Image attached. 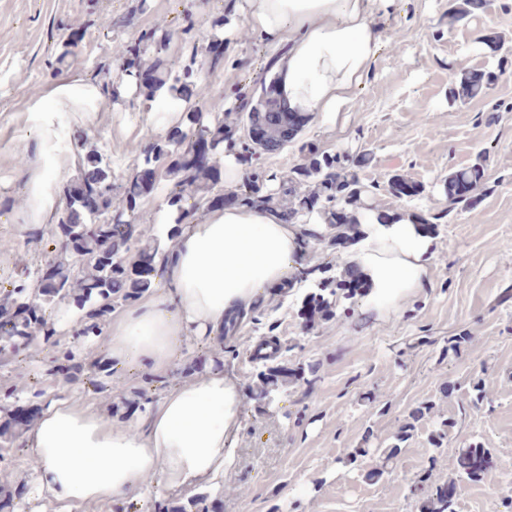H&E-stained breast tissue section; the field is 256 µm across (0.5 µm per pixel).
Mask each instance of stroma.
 <instances>
[{"instance_id": "35a3bbf8", "label": "stroma", "mask_w": 512, "mask_h": 512, "mask_svg": "<svg viewBox=\"0 0 512 512\" xmlns=\"http://www.w3.org/2000/svg\"><path fill=\"white\" fill-rule=\"evenodd\" d=\"M247 10V0H0V287L19 279L35 286L53 248L50 235L33 239L34 225L23 221L27 183L44 151L27 110L33 89L99 84L97 65L113 45L167 22L173 34L163 55L179 65L192 47L223 37V67H202L198 78L246 120L241 102L261 63L288 49L272 48L262 35L246 43L225 35L220 21L243 20ZM378 23L384 46L356 108L332 120L315 114L278 151L246 153L239 179L257 180L268 210L291 214L302 232L299 200L316 192L317 181L296 180L295 172L310 153L339 157L358 193L350 214L410 218L432 237L425 287L383 312L353 298L334 319L306 330L304 297L343 271L336 237L326 233L305 242L302 288L237 321L223 349L205 338L190 342L168 378L120 368L126 385L108 407L83 381L64 382L42 364L35 375L15 373L18 400L36 386L46 398L120 424L138 416L142 389L161 396L220 367L247 391L238 460L214 493L220 512H421L473 445L488 449L490 463L481 481L459 482L454 512H512V12L476 10L454 22L448 0H393ZM491 33L502 48L485 42ZM54 46L66 50L64 64L51 57ZM473 69L495 75L488 97L449 103L451 84ZM118 90L107 108L61 117L68 150L59 183L70 182L96 149L110 161L113 184H124L168 127L185 125L189 111L211 110L210 100L194 97L179 111H152L129 77ZM18 141L27 147L22 166L13 153ZM479 157L481 187L468 204H450L449 172ZM396 175L419 194L392 195ZM266 341L277 347L272 364L304 370L303 379L277 383L270 406L249 393L260 369L253 347ZM8 454L11 482L28 492L29 512H57L28 450Z\"/></svg>"}]
</instances>
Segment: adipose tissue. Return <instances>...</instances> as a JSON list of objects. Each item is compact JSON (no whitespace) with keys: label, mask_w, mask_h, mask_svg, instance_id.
I'll return each mask as SVG.
<instances>
[{"label":"adipose tissue","mask_w":512,"mask_h":512,"mask_svg":"<svg viewBox=\"0 0 512 512\" xmlns=\"http://www.w3.org/2000/svg\"><path fill=\"white\" fill-rule=\"evenodd\" d=\"M391 0H249L246 19L230 33L241 41L265 35L287 43L276 62L290 110L334 117L350 109L381 47L376 15ZM90 84H60L35 93L47 147L26 203L32 222L55 208L59 146L52 118L94 112ZM294 226L259 208L211 207L183 225L170 260L158 265L160 291L108 322L98 343L113 361L166 374L185 342L216 338L228 319L299 287L303 251ZM432 239L404 219L367 217L359 242L340 253L367 283L365 306L396 308L423 288L434 258ZM237 379L209 371L170 388L156 405L122 425L69 403L42 404L20 443L33 449V471L57 500L125 499L154 491L169 496L219 487L236 464L243 426Z\"/></svg>","instance_id":"adipose-tissue-1"}]
</instances>
